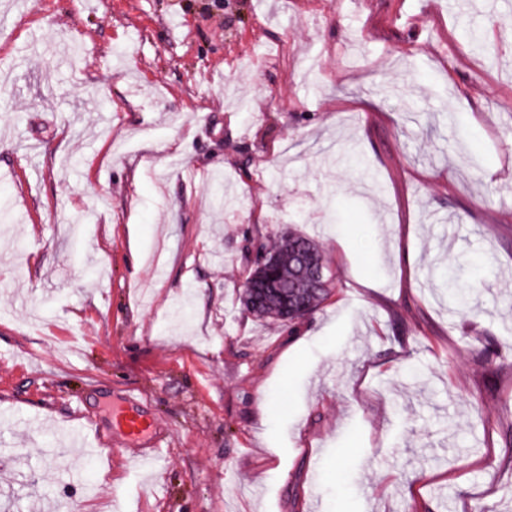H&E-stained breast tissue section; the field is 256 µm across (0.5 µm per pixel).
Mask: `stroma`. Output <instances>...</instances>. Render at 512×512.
<instances>
[{
  "label": "stroma",
  "mask_w": 512,
  "mask_h": 512,
  "mask_svg": "<svg viewBox=\"0 0 512 512\" xmlns=\"http://www.w3.org/2000/svg\"><path fill=\"white\" fill-rule=\"evenodd\" d=\"M21 2L0 512H512V0ZM289 229L335 277L291 330L239 301ZM132 393L155 465L57 441Z\"/></svg>",
  "instance_id": "1"
}]
</instances>
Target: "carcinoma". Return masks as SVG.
<instances>
[{
	"label": "carcinoma",
	"instance_id": "carcinoma-1",
	"mask_svg": "<svg viewBox=\"0 0 512 512\" xmlns=\"http://www.w3.org/2000/svg\"><path fill=\"white\" fill-rule=\"evenodd\" d=\"M249 252L253 256L249 268V282L253 287L244 289L242 302L255 318L291 326L320 308L332 278L325 274L320 285L298 261L299 254L304 252L314 266L326 268L316 242L290 231L281 235L272 247L260 239L252 241ZM447 286L448 296L460 307H466L467 289L451 271L448 272Z\"/></svg>",
	"mask_w": 512,
	"mask_h": 512
}]
</instances>
